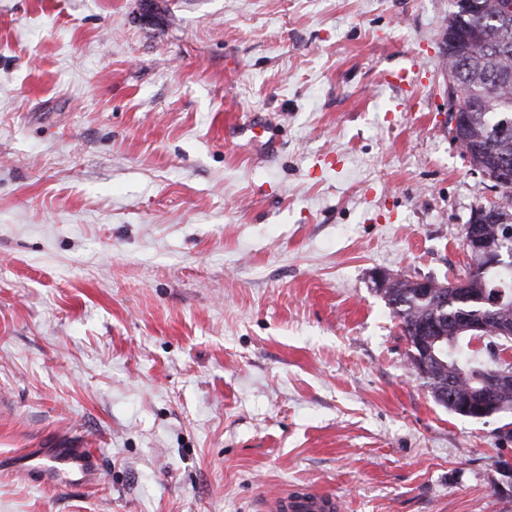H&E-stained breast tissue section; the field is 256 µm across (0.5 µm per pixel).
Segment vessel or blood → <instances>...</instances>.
Segmentation results:
<instances>
[{
    "label": "vessel or blood",
    "mask_w": 512,
    "mask_h": 512,
    "mask_svg": "<svg viewBox=\"0 0 512 512\" xmlns=\"http://www.w3.org/2000/svg\"><path fill=\"white\" fill-rule=\"evenodd\" d=\"M15 468L26 473L37 470L41 485L46 487L91 485L99 476V456L83 441L66 437L37 466H30L22 459ZM272 505L274 512H338L339 509L334 495L315 489L277 495Z\"/></svg>",
    "instance_id": "vessel-or-blood-1"
}]
</instances>
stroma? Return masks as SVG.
<instances>
[{
	"mask_svg": "<svg viewBox=\"0 0 512 512\" xmlns=\"http://www.w3.org/2000/svg\"><path fill=\"white\" fill-rule=\"evenodd\" d=\"M452 10L0 0V512H512V417L437 405L373 281L458 277L491 198ZM61 435L96 484L14 469ZM476 35V30H474L469 34V36H464L458 29L455 21L450 20L443 33V44L444 48L448 51V57L450 52H457L458 50H461V45H466L467 47L469 43H473ZM276 512H335L340 506L336 497L315 489L277 495L272 502Z\"/></svg>",
	"mask_w": 512,
	"mask_h": 512,
	"instance_id": "35a3bbf8",
	"label": "stroma"
}]
</instances>
